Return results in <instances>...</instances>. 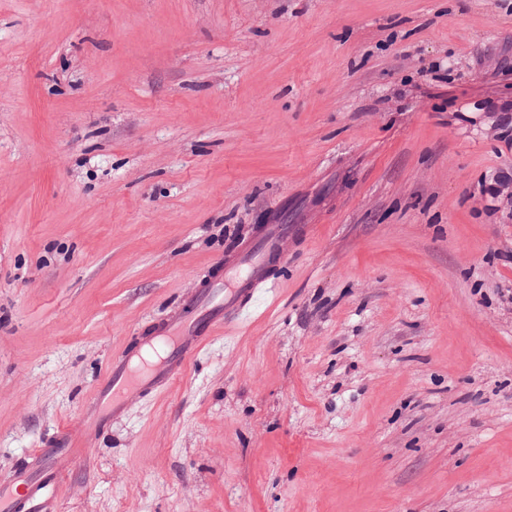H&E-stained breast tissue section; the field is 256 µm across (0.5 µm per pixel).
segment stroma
Listing matches in <instances>:
<instances>
[{"mask_svg":"<svg viewBox=\"0 0 512 512\" xmlns=\"http://www.w3.org/2000/svg\"><path fill=\"white\" fill-rule=\"evenodd\" d=\"M512 0H0V481L281 224L54 512H512Z\"/></svg>","mask_w":512,"mask_h":512,"instance_id":"35a3bbf8","label":"stroma"}]
</instances>
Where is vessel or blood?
<instances>
[{
	"instance_id": "vessel-or-blood-1",
	"label": "vessel or blood",
	"mask_w": 512,
	"mask_h": 512,
	"mask_svg": "<svg viewBox=\"0 0 512 512\" xmlns=\"http://www.w3.org/2000/svg\"><path fill=\"white\" fill-rule=\"evenodd\" d=\"M280 225H268L262 246L242 244L223 260L232 285L215 280L199 289L183 311L161 320L141 348L114 358L105 380L86 401L82 420L90 430L122 418L130 395L164 391L184 373L210 329L237 315L267 282V260L280 237ZM73 431L63 428L36 451L35 467L15 472L0 484V512H53L62 475L82 457Z\"/></svg>"
}]
</instances>
